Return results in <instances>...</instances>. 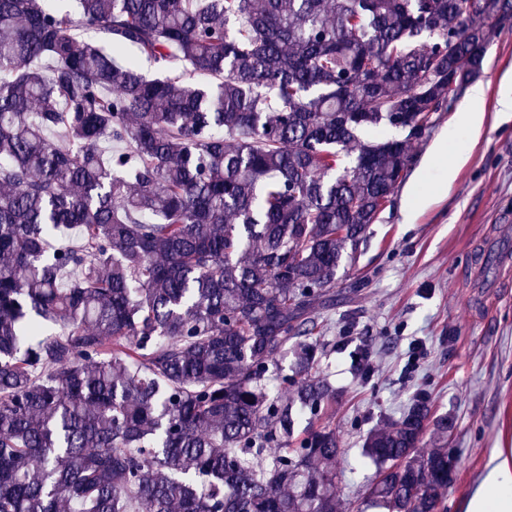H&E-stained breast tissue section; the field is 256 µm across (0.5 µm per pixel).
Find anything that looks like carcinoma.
<instances>
[{"instance_id":"cac0c4a2","label":"carcinoma","mask_w":512,"mask_h":512,"mask_svg":"<svg viewBox=\"0 0 512 512\" xmlns=\"http://www.w3.org/2000/svg\"><path fill=\"white\" fill-rule=\"evenodd\" d=\"M50 2L0 0V512H339L308 313L512 0ZM454 429L369 432V505L448 512Z\"/></svg>"}]
</instances>
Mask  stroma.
<instances>
[{
    "label": "stroma",
    "instance_id": "obj_1",
    "mask_svg": "<svg viewBox=\"0 0 512 512\" xmlns=\"http://www.w3.org/2000/svg\"><path fill=\"white\" fill-rule=\"evenodd\" d=\"M478 81L480 134L456 123L469 100L461 94L414 149L392 205L370 225L354 262L339 267L334 301L311 312L325 326L320 371L336 389L318 422L335 429L345 450L337 493L354 507L376 476L373 465L359 463L365 434L399 418L416 390L429 393L436 414L456 420L448 512H467L490 457L512 449V260L499 270L498 287L470 277L477 246L512 253V112L498 104L512 84V32L490 45ZM439 142L445 148L437 156ZM362 347L371 370L357 376L351 362Z\"/></svg>",
    "mask_w": 512,
    "mask_h": 512
}]
</instances>
